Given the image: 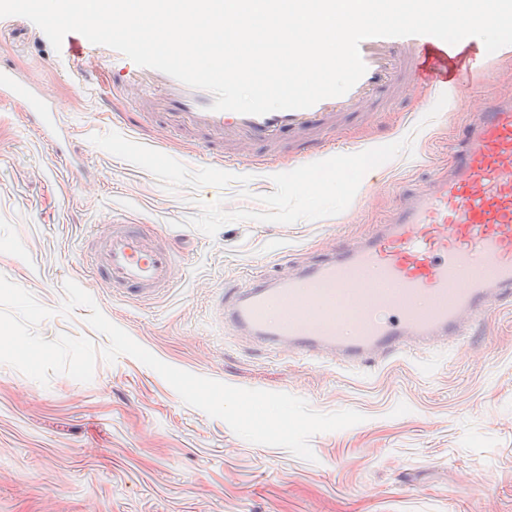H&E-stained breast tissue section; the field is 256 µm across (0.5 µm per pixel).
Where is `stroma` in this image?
I'll return each mask as SVG.
<instances>
[{
    "mask_svg": "<svg viewBox=\"0 0 512 512\" xmlns=\"http://www.w3.org/2000/svg\"><path fill=\"white\" fill-rule=\"evenodd\" d=\"M462 44L483 61L458 96L421 85L326 131L329 153L291 136L274 169L229 170L200 151L198 136L144 117L135 95H101L92 66L122 64L99 46L56 49L28 19L0 18V63L55 101L71 131L64 148L82 164H61L25 113L0 101V275L53 309L39 333L108 345L87 309L59 314L71 280L173 367L365 416L314 435L307 461L244 440L126 355L98 361L87 383L58 374L44 386L0 364V512H512V306L496 307L457 349L355 368L266 347L224 328L212 307L217 288L296 271L369 235L407 181L444 164V143L474 103L512 93V45L489 54L477 37ZM367 154L381 162L370 181L350 177L340 193L310 198L305 158L349 169ZM112 218L175 246L174 288L132 302L91 276Z\"/></svg>",
    "mask_w": 512,
    "mask_h": 512,
    "instance_id": "obj_1",
    "label": "stroma"
}]
</instances>
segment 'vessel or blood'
<instances>
[{
    "mask_svg": "<svg viewBox=\"0 0 512 512\" xmlns=\"http://www.w3.org/2000/svg\"><path fill=\"white\" fill-rule=\"evenodd\" d=\"M437 37H372L359 46L366 72L344 95L307 109L264 115L216 111L212 93L140 67L123 84L144 91L142 107L163 127L201 137L205 151L234 139L277 145L288 134L318 132L374 94L405 93L440 77L453 51ZM0 96L32 119L57 158L67 128L54 103L13 68L0 65ZM179 258L150 243L138 225L114 220L99 238L93 268L113 292L153 300L177 280ZM512 303V95L483 101L448 171L405 191L392 215L367 239L303 268L218 291L222 323L277 348L355 365L435 343L450 344L495 306Z\"/></svg>",
    "mask_w": 512,
    "mask_h": 512,
    "instance_id": "b4317fda",
    "label": "vessel or blood"
}]
</instances>
